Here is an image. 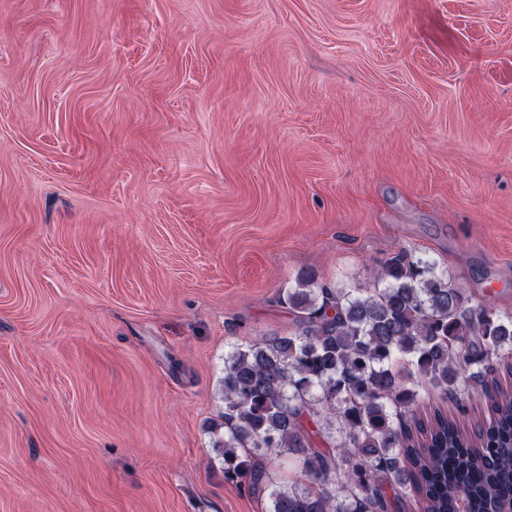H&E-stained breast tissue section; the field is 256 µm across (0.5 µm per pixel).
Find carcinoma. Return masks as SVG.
I'll return each mask as SVG.
<instances>
[{
    "label": "carcinoma",
    "instance_id": "1",
    "mask_svg": "<svg viewBox=\"0 0 512 512\" xmlns=\"http://www.w3.org/2000/svg\"><path fill=\"white\" fill-rule=\"evenodd\" d=\"M295 330L234 346L224 358V479L263 497L264 512H504L512 508V313L476 304L436 263L401 252L372 288H329L305 271L281 297ZM491 395L476 435L436 409ZM293 461L272 478L267 463Z\"/></svg>",
    "mask_w": 512,
    "mask_h": 512
}]
</instances>
